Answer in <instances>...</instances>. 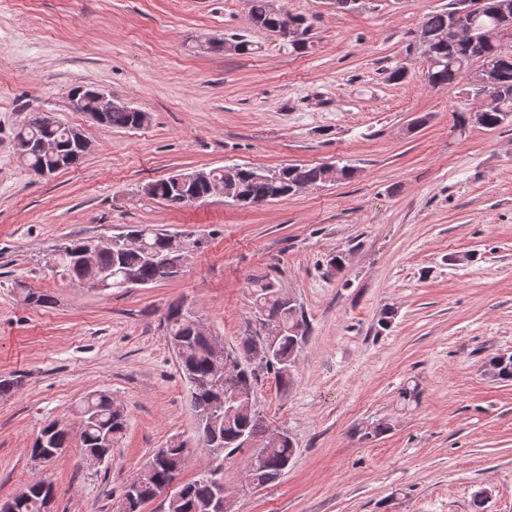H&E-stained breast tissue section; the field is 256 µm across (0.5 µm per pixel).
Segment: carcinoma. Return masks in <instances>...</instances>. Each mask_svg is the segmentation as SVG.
<instances>
[{
	"mask_svg": "<svg viewBox=\"0 0 512 512\" xmlns=\"http://www.w3.org/2000/svg\"><path fill=\"white\" fill-rule=\"evenodd\" d=\"M504 0H484L483 11L473 22L474 34L479 36L489 28L501 27L512 32V22L499 25V9ZM249 16L252 24L267 31H273L280 23L281 16L271 9V0H249ZM293 22L297 36L284 40L293 51L306 47L310 26L305 17L296 15ZM448 30V10L427 14L421 23L419 41L428 43L424 51L428 62L427 73L437 86H450L467 76V68L480 49L484 56L483 79L500 99L499 108L483 112L481 127L495 129L508 122L512 123V50H505L499 44L475 42H454L442 38ZM105 124L118 129H137L142 126L139 113L114 110L106 114ZM18 142L38 143L53 141L56 152L44 153L29 149L20 158L24 167L36 176L49 174L60 169H69L80 164L83 153L68 133V126H42L36 117H31L14 134ZM357 174L356 167L328 165H284L273 168V175L246 165H234L206 171V178L187 188L190 192L184 205H192L210 196L215 184H228L232 188V202L241 206L251 205L259 200L269 202L295 194L298 189L320 187L331 183L349 181ZM144 194L167 203L176 204L182 198V191L173 178L158 179L142 187ZM83 240H72L56 249L55 264L62 269V275L72 282H90L110 276L108 289L120 291L123 282L133 276L146 285L171 281L180 277L185 267L184 259L188 250L200 248L204 240L186 233L184 250L166 261H157L153 255L168 253L169 238L164 229L140 226L116 237V244L101 249L91 266L78 264L77 251ZM254 297V316L266 317L273 322V331L267 335V346L271 356L265 370L257 374L248 366L239 371L224 373V352L213 347L210 337L200 334L195 322L200 320L191 309L181 302L171 304L161 322L163 336L173 347L181 351L178 360L184 376H192L199 384L189 385V400L195 412L196 440L172 439L157 452L163 455V464L157 466L151 478L140 484L136 493V504L141 507L156 498V489L171 482L180 471L182 462L190 456L193 448H206L211 455L224 460L223 454L231 455L239 450L237 438L246 434L253 438L265 433L263 419L257 408L258 392L266 381L273 379L280 386H288L292 377L282 373V368L296 362L297 355L310 332L309 321L298 302L288 300L276 280L268 275L250 281ZM24 301L33 306L48 307L54 304V297L47 292L29 291ZM486 374L498 383L512 382V355L506 362L498 363V357H491L485 364ZM237 392L241 399L233 412L227 414L217 410L224 404L227 391ZM77 417L81 424L79 435L82 452L88 454L111 453L112 447L125 433L127 417L124 408L116 405L112 398L102 392L87 395L78 405ZM392 424L380 419L365 428L362 437L376 439L388 434ZM70 443V431L56 426L52 421L45 425L34 441L31 454L40 459L43 448H66ZM297 448L290 440L273 442L264 439L262 446L255 449L256 460L246 461L245 477L260 484L276 482L286 471L295 457ZM220 466L207 469L189 483L177 487L165 500V512H214V500L224 490V479L219 473ZM46 479L33 478L23 491L5 503H14V512H49L51 503L49 491L43 489Z\"/></svg>",
	"mask_w": 512,
	"mask_h": 512,
	"instance_id": "carcinoma-1",
	"label": "carcinoma"
}]
</instances>
